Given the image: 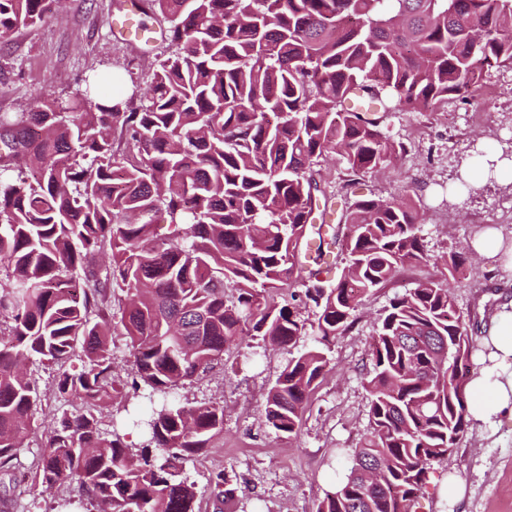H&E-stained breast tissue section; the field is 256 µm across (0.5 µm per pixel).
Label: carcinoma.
<instances>
[{"label":"carcinoma","mask_w":512,"mask_h":512,"mask_svg":"<svg viewBox=\"0 0 512 512\" xmlns=\"http://www.w3.org/2000/svg\"><path fill=\"white\" fill-rule=\"evenodd\" d=\"M56 0H0V39L34 26ZM176 47L142 103L93 96L0 114V471L35 431L42 392L21 367H57L55 392L107 408L125 397L112 335L127 342L150 409L144 442L100 431L94 411L53 415L33 471L46 490L76 485L106 512H197L188 457L224 426V409L182 402L224 348L260 336L290 349L266 394L277 436H296L326 350L364 293L428 261L413 200L348 198L332 210L314 176L327 156L352 177L405 153L383 125L395 110L466 100L494 67H512V0H148ZM164 215L172 236L155 234ZM332 251L341 279L303 264ZM465 258L393 298L380 318L365 388L369 424L345 479L317 512H410L468 430L471 345L453 288ZM291 283L290 306L271 292ZM235 291L233 300L224 297ZM125 296L112 323V297ZM311 303L307 322L300 305ZM213 494L236 495L219 470Z\"/></svg>","instance_id":"cac0c4a2"}]
</instances>
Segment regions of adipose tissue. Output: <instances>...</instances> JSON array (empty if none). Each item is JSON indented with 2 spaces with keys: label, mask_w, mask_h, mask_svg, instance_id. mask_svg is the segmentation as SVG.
I'll list each match as a JSON object with an SVG mask.
<instances>
[{
  "label": "adipose tissue",
  "mask_w": 512,
  "mask_h": 512,
  "mask_svg": "<svg viewBox=\"0 0 512 512\" xmlns=\"http://www.w3.org/2000/svg\"><path fill=\"white\" fill-rule=\"evenodd\" d=\"M486 363L467 383L468 414L477 426L512 422V301L503 303L484 338Z\"/></svg>",
  "instance_id": "obj_1"
}]
</instances>
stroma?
Here are the masks:
<instances>
[{
  "instance_id": "obj_1",
  "label": "stroma",
  "mask_w": 512,
  "mask_h": 512,
  "mask_svg": "<svg viewBox=\"0 0 512 512\" xmlns=\"http://www.w3.org/2000/svg\"><path fill=\"white\" fill-rule=\"evenodd\" d=\"M118 8V0H59L44 22L1 39L0 113L31 112L53 100L93 92L95 81L111 74L122 78L123 96L146 88L158 63L174 49L163 37L146 46L114 38L110 17ZM384 131L403 143V156L361 176L352 187L343 164L327 160L320 166L321 186L335 203L346 195L386 201L410 195L423 218L430 259L399 269L384 286L364 295L352 328L331 345L328 367L308 398L297 437H278L266 425V392L289 354L264 346L260 337H243L209 373L181 388L190 401L224 408L223 430L184 463L200 512H316L326 491L347 473L366 432L370 348L391 299L435 277L436 260L468 249L484 227L495 226L512 239V176L477 181L468 176L484 149L512 158V68L488 69L468 100H449L434 112L389 113ZM469 261L454 293L477 354L491 312L512 299V271L475 253ZM27 369L45 394L36 416L41 433L49 431L57 408L83 409L82 400L57 397L54 368L33 361ZM41 443L40 437L25 440L14 468L0 472V486L10 490L0 498V512H59L66 499L69 512H97L70 488L33 487L30 472ZM429 467L430 482L413 500L411 512H512L511 425L469 426L449 458ZM218 470L237 487L235 500L221 509L210 485ZM452 477L464 488L462 501L453 507L442 494Z\"/></svg>"
}]
</instances>
